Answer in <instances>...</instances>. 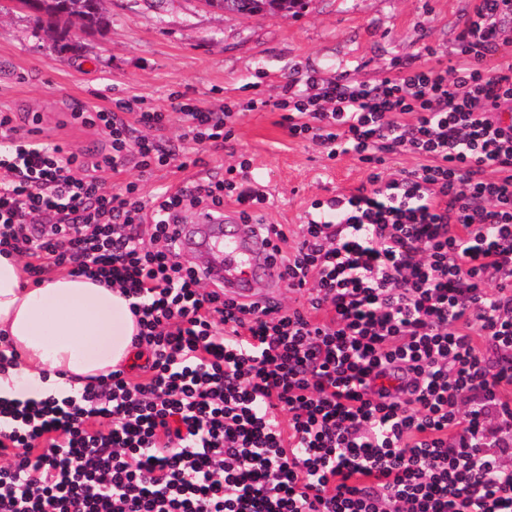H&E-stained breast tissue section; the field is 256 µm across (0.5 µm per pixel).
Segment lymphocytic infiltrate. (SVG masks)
I'll return each mask as SVG.
<instances>
[{"instance_id":"f902f5d3","label":"lymphocytic infiltrate","mask_w":512,"mask_h":512,"mask_svg":"<svg viewBox=\"0 0 512 512\" xmlns=\"http://www.w3.org/2000/svg\"><path fill=\"white\" fill-rule=\"evenodd\" d=\"M512 0H478L452 70L346 77L293 103L288 134L372 165L418 166L329 199L289 239L263 185L108 194L101 174L171 159L167 114L72 113L74 153L0 113V254L119 289L135 372L74 395L0 398V512H512ZM184 157L224 143L229 108L172 99ZM170 111V112H171ZM264 225L295 307L239 305L182 259L187 209ZM385 161L378 166L382 181L402 178L408 171L412 170L418 163V160L409 152L400 150L394 153L385 154Z\"/></svg>"}]
</instances>
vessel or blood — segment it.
<instances>
[{
    "mask_svg": "<svg viewBox=\"0 0 512 512\" xmlns=\"http://www.w3.org/2000/svg\"><path fill=\"white\" fill-rule=\"evenodd\" d=\"M198 222L211 230L206 246L224 254V268L214 278L223 283L225 297L248 302L275 296L284 283L283 271L260 225L242 223L231 210L217 220L199 216Z\"/></svg>",
    "mask_w": 512,
    "mask_h": 512,
    "instance_id": "obj_1",
    "label": "vessel or blood"
}]
</instances>
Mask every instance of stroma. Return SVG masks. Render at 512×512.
<instances>
[{"instance_id":"stroma-1","label":"stroma","mask_w":512,"mask_h":512,"mask_svg":"<svg viewBox=\"0 0 512 512\" xmlns=\"http://www.w3.org/2000/svg\"><path fill=\"white\" fill-rule=\"evenodd\" d=\"M473 6L474 0H308L299 15L279 19L227 16L203 0H106L109 26L70 34L68 50L40 28L33 11L18 8L0 21V106L40 114L44 135L77 153L104 148L106 136L70 126L73 109L117 112L135 96L167 112V167L102 175L105 190L117 193L132 182L146 199L186 176L182 121L170 112L171 99L230 107V149L199 145L195 173L217 181L247 161L245 176L263 184L272 201L267 222L293 232L313 201L354 191L369 169L355 156L331 159L312 142L289 138L281 110H254L251 101L277 99L291 81L306 91L310 75L375 83L395 63L417 62L429 50L441 66H453Z\"/></svg>"}]
</instances>
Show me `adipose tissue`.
I'll return each mask as SVG.
<instances>
[{
  "instance_id": "ef3b65f1",
  "label": "adipose tissue",
  "mask_w": 512,
  "mask_h": 512,
  "mask_svg": "<svg viewBox=\"0 0 512 512\" xmlns=\"http://www.w3.org/2000/svg\"><path fill=\"white\" fill-rule=\"evenodd\" d=\"M135 333L119 291L70 276L33 286L20 257L0 255V336L22 358L0 372V397H67L88 377L131 362Z\"/></svg>"
}]
</instances>
